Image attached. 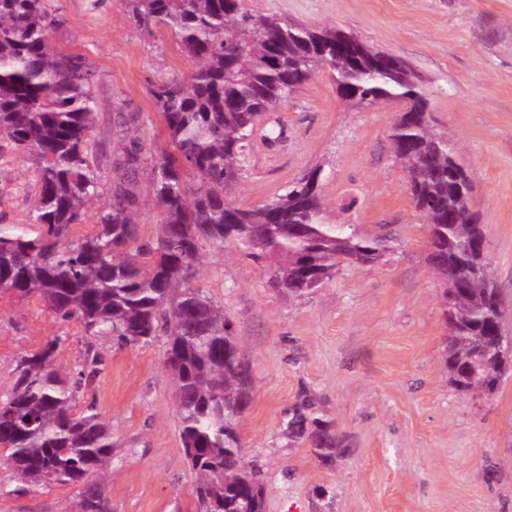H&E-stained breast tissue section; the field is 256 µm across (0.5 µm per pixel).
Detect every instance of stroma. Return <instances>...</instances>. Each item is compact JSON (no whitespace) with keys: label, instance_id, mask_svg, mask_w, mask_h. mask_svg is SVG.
<instances>
[{"label":"stroma","instance_id":"stroma-1","mask_svg":"<svg viewBox=\"0 0 512 512\" xmlns=\"http://www.w3.org/2000/svg\"><path fill=\"white\" fill-rule=\"evenodd\" d=\"M310 28L336 27L393 54L423 88L435 131L447 134L473 185L491 274L512 339V0H249ZM52 41L92 69L93 141L119 151L117 114L137 116L141 156L135 219L154 239L150 172L168 137L150 88L184 79L192 64L165 26L143 25L127 0H49ZM405 105L346 108L327 68L274 112L281 135L258 129L231 198L254 206L320 169L330 224H350L389 250L372 266L342 265L310 294L277 287L263 263L233 243H207L195 278L224 310L253 391L238 434L260 471L265 512H512V368L494 394L457 391L443 367L448 334L442 285L427 259V228L406 189L391 130ZM37 161L0 136V224H25ZM69 372L87 348L106 366L80 396L112 432L106 494L112 512H192L196 475L181 444L164 337L126 345L58 320L39 298L0 294V394L17 359L54 336ZM314 399L341 442L322 464L284 432L301 397ZM75 486L44 487L0 470V512H80Z\"/></svg>","mask_w":512,"mask_h":512}]
</instances>
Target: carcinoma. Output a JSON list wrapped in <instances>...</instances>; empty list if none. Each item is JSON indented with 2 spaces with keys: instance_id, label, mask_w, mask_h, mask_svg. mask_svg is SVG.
<instances>
[{
  "instance_id": "1",
  "label": "carcinoma",
  "mask_w": 512,
  "mask_h": 512,
  "mask_svg": "<svg viewBox=\"0 0 512 512\" xmlns=\"http://www.w3.org/2000/svg\"><path fill=\"white\" fill-rule=\"evenodd\" d=\"M129 2L137 21L164 25L196 61L184 81L159 80L151 89L173 148L151 170L156 237L140 242L132 216L142 152L132 139L116 162L112 209L94 233L71 240L99 193L91 69L54 47L46 0H0V135L35 155L40 186L30 223L0 225V293L35 296L55 317L78 318L91 336L126 344L165 336L180 439L198 477L194 512H264L265 496L237 434L250 399L248 367L223 310L191 284L201 243L233 242L267 262L274 283L296 296L321 287L340 263L377 264L388 249L383 239L325 221L318 168L263 204L230 199L257 128L319 67L333 72L337 94L352 107L407 104L391 141L426 221L428 264L443 284L444 365L456 390L495 391L504 371L502 317L492 289L463 271L483 227L467 213L471 198L448 181L460 164L448 137L434 130L409 68L338 29L257 14L247 0ZM62 342L56 336L16 361L13 386L0 398V469L46 487L78 486L81 512H112L100 480L111 464L109 428L92 404L75 412L105 360L89 349L77 372L63 373L55 367ZM286 430L325 464L340 454L331 423L310 398L293 407Z\"/></svg>"
}]
</instances>
